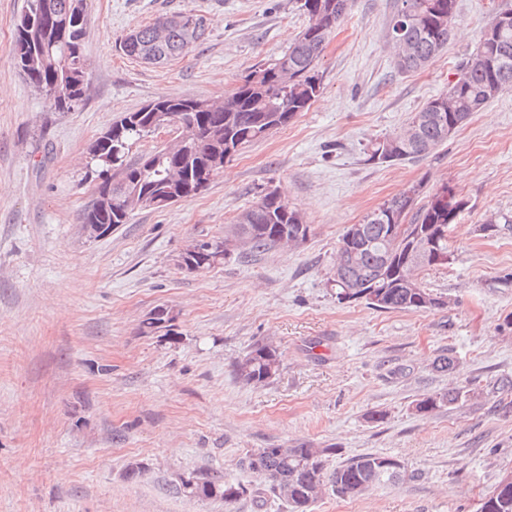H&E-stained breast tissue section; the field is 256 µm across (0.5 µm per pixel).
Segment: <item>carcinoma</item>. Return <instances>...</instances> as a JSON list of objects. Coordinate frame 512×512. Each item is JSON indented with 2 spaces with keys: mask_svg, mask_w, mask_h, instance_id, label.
<instances>
[{
  "mask_svg": "<svg viewBox=\"0 0 512 512\" xmlns=\"http://www.w3.org/2000/svg\"><path fill=\"white\" fill-rule=\"evenodd\" d=\"M352 0H299L308 23L280 57L249 74L222 102L193 98H168L151 102L112 123L88 147L89 173L112 175V181L97 184L96 197L82 213V224L111 229L127 223L136 210L152 209L151 198L175 196L180 200L205 191L224 167V160L245 145L285 127L305 111L322 91L319 62L333 32L347 17ZM457 0H399L390 28L397 67L402 71L425 68L448 44ZM509 24L481 34L476 50L462 62L448 91L430 99L409 119L407 138L384 135L369 141L366 161L391 164L431 154L448 140L449 131L512 88V12ZM87 0H27L16 24L14 64L26 83L45 96L51 109L71 112L80 107L90 87L89 65L84 54L87 36ZM207 20L200 14L177 12L138 28L136 42L121 40L119 49L132 59L154 65L189 53L201 41ZM204 103L205 108L197 107ZM162 113L179 124L172 144L127 160L130 146L154 133L153 114ZM444 184L428 200L421 201L420 186L384 201L368 213L359 240L342 234L332 273L339 278L336 298L349 290L357 300L380 310L426 311L421 297L431 293L418 281L417 272L446 265L448 236L437 235L439 226L452 225L456 211L466 206ZM409 216L400 233L392 232L391 218ZM310 226L302 214L288 206L275 189H268L250 207L239 213L232 237L198 240L180 255L178 266L197 272L218 263L227 243H242L240 259L276 245L295 246L293 237L305 241ZM434 240L431 248L418 251L415 241ZM175 316L158 305L142 321L145 333L165 330L173 334ZM280 370L277 349L256 342L233 363L236 379L244 385H262ZM458 388L426 395L415 403L418 413L428 414L457 404ZM333 448L300 444L294 448H259L255 467L247 468L268 482V492L283 500L290 512H308L330 490L343 499H357L371 488L408 477L405 464L382 453H365L348 459L332 472L325 468ZM185 496L221 501L230 507L262 491L210 472L193 471L181 479ZM483 512H512V487L494 486L483 497Z\"/></svg>",
  "mask_w": 512,
  "mask_h": 512,
  "instance_id": "obj_1",
  "label": "carcinoma"
}]
</instances>
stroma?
Here are the masks:
<instances>
[{"label":"stroma","instance_id":"stroma-1","mask_svg":"<svg viewBox=\"0 0 512 512\" xmlns=\"http://www.w3.org/2000/svg\"><path fill=\"white\" fill-rule=\"evenodd\" d=\"M25 5L0 0V512H288L273 498L229 510L191 499L179 478L208 471L260 488L248 455L300 443L333 449L331 470L378 452L410 473L355 500L325 494L310 512H476L512 472V409L491 394L512 377V230H480L512 216V88L425 158L372 164L364 147L445 92L512 0H458L447 46L415 72L399 71L389 46L396 0H353L307 111L226 160L202 194L135 211L100 238L80 219L94 198L89 145L151 101L223 100L307 18L297 0H88L90 92L62 113L13 67ZM173 12L208 23L187 55L148 66L118 50L128 30ZM445 184L467 205L448 266L420 279L448 306L339 303L327 278L346 227L411 186L426 197ZM267 187L303 213V244L179 268L190 243L225 236ZM159 305L173 335L141 331ZM259 340L277 347L280 370L246 386L231 364ZM448 354L454 371H436ZM449 387L465 398L416 412ZM135 460L146 470L131 482Z\"/></svg>","mask_w":512,"mask_h":512}]
</instances>
